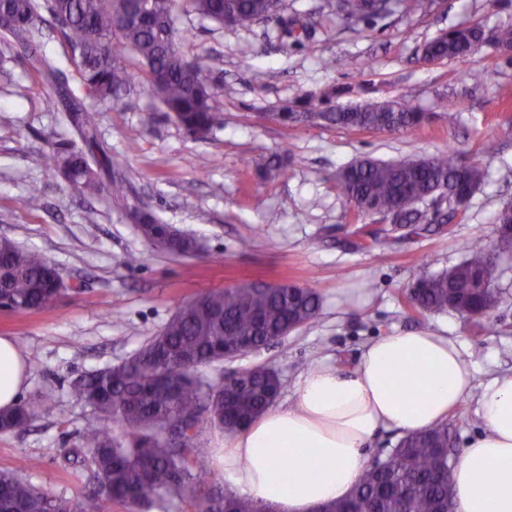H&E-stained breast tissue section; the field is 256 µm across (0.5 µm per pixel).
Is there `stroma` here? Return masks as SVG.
<instances>
[{"instance_id":"obj_1","label":"stroma","mask_w":512,"mask_h":512,"mask_svg":"<svg viewBox=\"0 0 512 512\" xmlns=\"http://www.w3.org/2000/svg\"><path fill=\"white\" fill-rule=\"evenodd\" d=\"M334 3L283 0L285 15L302 13L314 24L308 39L287 48L271 23L242 30L178 14L176 27L194 33L183 46L186 55L221 60L216 92L224 124L209 140H195L135 84L122 110L98 116L103 149L123 161L129 187L123 207L105 194H73L46 162L69 131L47 110L48 89L28 62L0 43V238L43 253L70 286L43 310H0V336L14 340L28 365L19 399L46 405L29 428L0 433V470L25 458L35 486L84 497L87 475L65 454L81 446L90 411L72 397L71 382L122 362L163 328L180 302L242 281L317 289L321 308L312 323L225 361L223 373L270 366L283 383L277 401L286 404L313 367L349 370L371 339L431 331L459 345L474 375L471 392L448 416L457 448L483 432L481 392L494 377L512 374V259L499 262V303L478 325L452 311L413 312L405 294L420 264L448 269L463 259L459 241L488 243L497 211L512 204V57L485 48L427 62L419 48L461 24H512V0H426L421 10L358 25L337 18ZM246 43L252 51L244 56L239 48ZM473 72L484 75L480 87L468 79ZM334 88L338 108L401 100L430 119L407 133L275 120L296 94ZM490 139L498 151L488 156L482 145ZM450 147L486 176L447 232L400 238L381 252L353 247L354 216L336 188L337 172L364 157L420 158ZM283 152L285 174L259 179L253 159ZM34 183L43 190L36 209L25 202ZM134 206L151 208L194 237L199 251H151L128 217ZM138 253L145 261L128 264V255ZM366 283L370 291L361 292Z\"/></svg>"}]
</instances>
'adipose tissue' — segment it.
Instances as JSON below:
<instances>
[{
    "label": "adipose tissue",
    "mask_w": 512,
    "mask_h": 512,
    "mask_svg": "<svg viewBox=\"0 0 512 512\" xmlns=\"http://www.w3.org/2000/svg\"><path fill=\"white\" fill-rule=\"evenodd\" d=\"M26 378L24 356L0 336V409L16 404ZM472 385L448 337H379L354 369L322 365L301 380L291 403L225 436L224 472L275 512H313L350 495L377 431L415 432L446 421ZM479 405L484 430L468 441L450 476L455 510L512 512V375L492 379Z\"/></svg>",
    "instance_id": "ef3b65f1"
}]
</instances>
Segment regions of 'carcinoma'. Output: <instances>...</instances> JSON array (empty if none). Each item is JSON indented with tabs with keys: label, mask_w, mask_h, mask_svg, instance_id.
Returning <instances> with one entry per match:
<instances>
[{
	"label": "carcinoma",
	"mask_w": 512,
	"mask_h": 512,
	"mask_svg": "<svg viewBox=\"0 0 512 512\" xmlns=\"http://www.w3.org/2000/svg\"><path fill=\"white\" fill-rule=\"evenodd\" d=\"M424 0H336V16L349 23L419 10ZM193 13L220 26L247 29L258 21L275 22L279 39L300 41L311 23L283 16L282 0H0V34L6 44L28 55L33 71L47 83L60 81L54 61L39 47L47 23L78 47L71 61L83 98L56 87L46 102L52 112L68 113L85 147L73 141L54 144L48 160L78 194L122 191L113 177L122 166L114 156L100 164L90 159L96 141L97 113L114 110L133 82L125 65L130 52L141 65L142 84L187 133L206 140L222 126L223 113L214 91L219 59H189L183 44L190 30L175 27V13ZM48 18H43V15ZM487 40L479 23L453 28L423 44L432 60H450L491 45L512 47V24L491 28ZM285 124L319 120L348 129L408 132L426 122L424 113L397 100L344 109H317L314 97L297 96L275 115ZM284 167L279 155L254 161L258 175L270 179ZM485 173L463 162L450 149L419 159L386 162L362 158L336 176L339 190L355 212V247L372 249L403 237L396 227L409 225L412 234L439 231L423 211L430 197L448 195L454 216L473 195ZM139 231L152 249L191 255L194 238L162 223L154 213H133ZM463 260L448 270H422L407 291L410 307L419 313L448 310L478 322L499 301L496 264L512 258V205L495 218L490 245L466 241ZM65 293L56 266L42 253L24 250L0 239V305L14 312L40 310ZM320 295L310 287L284 284L278 288L240 283L179 303L164 327L121 363L71 383L75 401L90 408L93 418L83 433L87 449L72 450V462L89 472L83 499L46 492L23 473V459L14 471L0 472V512H93L101 499L166 512L167 506L198 493L207 461L191 453L203 436L201 420L226 433L255 419L273 405L282 389L276 371L267 365L247 368L228 383L217 374L198 372L202 365L234 359L248 345L277 341L288 325L313 322ZM43 409L37 401L18 403L0 412V432L27 427ZM457 461L448 423L401 436L393 448L367 465L347 500L325 504L327 512H455L449 479ZM199 512H271L272 507L226 491L201 496Z\"/></svg>",
	"instance_id": "carcinoma-1"
}]
</instances>
